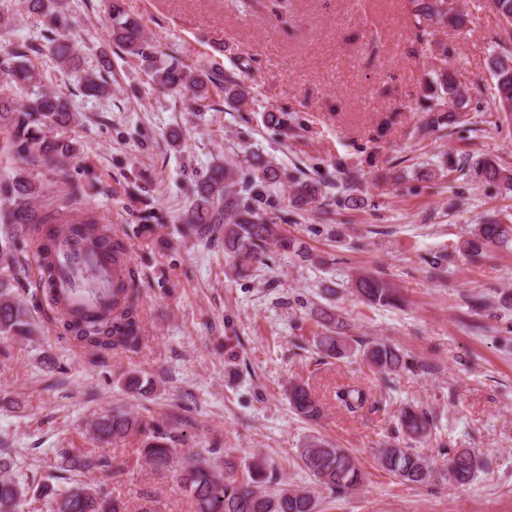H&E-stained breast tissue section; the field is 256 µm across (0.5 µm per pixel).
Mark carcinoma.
<instances>
[{
    "mask_svg": "<svg viewBox=\"0 0 512 512\" xmlns=\"http://www.w3.org/2000/svg\"><path fill=\"white\" fill-rule=\"evenodd\" d=\"M62 0H24L29 11H38L48 18L47 44L22 42L0 56V73L4 83L0 88V156L18 163L11 171L0 174V336H29L32 334L31 309L17 300L13 291L19 280L21 260L17 254V239L30 236L40 258L44 279L55 275L54 251L57 231L54 224H71L79 232L94 235L96 245L112 246V262L127 265L122 246L110 240L109 228L98 222L93 212L73 209L60 213L55 206L54 191L44 182L41 168L65 171V165L78 151L74 141L62 135L78 121L63 96L46 89H35L19 102L13 96L15 89L34 85L36 76L31 57L51 53L65 69L75 70L74 50L64 34L66 21L60 11ZM417 40L424 44L438 28L458 27L463 15L442 7L443 0H409ZM112 43L125 54L149 62L152 80L159 86L178 92H189L194 101L207 98L208 84L224 86V97L236 104L241 94L232 85H223L224 76L218 69L199 70L172 57L161 61L157 52L150 50L145 31L139 21L122 18L121 0H103ZM497 92L494 109L512 114V57L496 56L490 67ZM430 99L433 104L426 111L425 127L443 130L461 118L458 112L460 89L455 73L446 66L432 64ZM81 90L87 96L106 93L109 82L103 75L80 77ZM478 173L487 181L501 183L512 190V170L499 167L485 159ZM279 181L276 168L258 162L254 172L238 180L231 167L214 165L195 184L188 207L181 215L182 234L196 242L210 246L224 240V253L242 271L261 262L262 249L274 244L284 250L294 243L284 236L278 221L282 217L264 209L272 186ZM291 203L298 209L313 206L318 201L319 187L310 181L299 180L292 187ZM512 242V225L496 220L474 225L471 235L460 251L471 258L484 251ZM135 273L117 281L112 288V304L108 312L96 319L76 317L53 308L55 318L62 323L70 340L98 355L117 350H135L141 343V316ZM355 291L371 305H396L394 289L381 279L367 274L355 280ZM318 346L328 357L342 358L350 354L353 343L344 332V323L329 318L326 332L317 337ZM362 357L380 373L396 372L405 364L396 347L380 341L359 343ZM288 403L293 412L308 420L320 416L321 409L303 384H291L287 390ZM337 398L351 412L364 406L365 391L358 386H347L337 392ZM433 419L425 411L405 409L400 417L401 430L410 438L423 439L431 433ZM138 417L121 410L101 417L95 424L101 439H122L140 430ZM139 456L153 470L177 469L180 485L196 502V512H317L311 491L283 484L269 488L265 461L257 459L249 464L247 477H235L229 461L224 464L200 460L178 459L172 448V439L165 431H154L146 438ZM304 470L319 485L333 490H354L363 480L357 458L346 448H336L318 438L308 440L298 451ZM11 453L0 448V512H22L21 506L29 494L43 497L52 503V512H126L124 501L96 485L83 484L61 489L43 484L35 489L8 475ZM60 468L68 472H82L104 465L91 455L62 450L57 453ZM382 468L402 481L422 484L432 475L427 457L406 448H383L379 453ZM479 466L477 456L468 449H458L449 458V476L457 483L473 479Z\"/></svg>",
    "mask_w": 512,
    "mask_h": 512,
    "instance_id": "1",
    "label": "carcinoma"
}]
</instances>
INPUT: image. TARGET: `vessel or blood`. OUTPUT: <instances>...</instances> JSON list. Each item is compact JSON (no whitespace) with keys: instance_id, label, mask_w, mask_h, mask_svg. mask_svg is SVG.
<instances>
[{"instance_id":"1","label":"vessel or blood","mask_w":512,"mask_h":512,"mask_svg":"<svg viewBox=\"0 0 512 512\" xmlns=\"http://www.w3.org/2000/svg\"><path fill=\"white\" fill-rule=\"evenodd\" d=\"M55 260L57 272L46 287L60 307L88 318L100 315L111 301L110 287L121 278V268L86 238L67 230L57 234Z\"/></svg>"}]
</instances>
